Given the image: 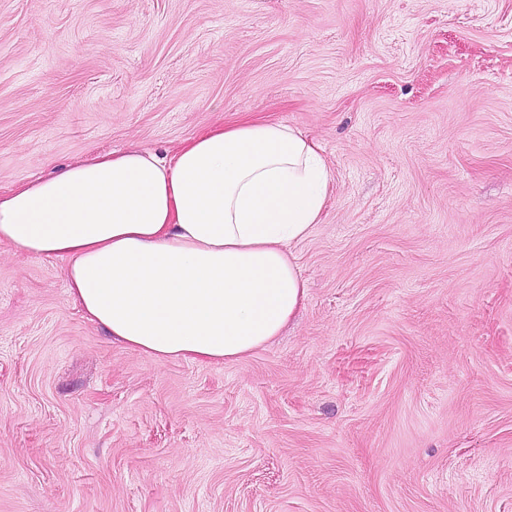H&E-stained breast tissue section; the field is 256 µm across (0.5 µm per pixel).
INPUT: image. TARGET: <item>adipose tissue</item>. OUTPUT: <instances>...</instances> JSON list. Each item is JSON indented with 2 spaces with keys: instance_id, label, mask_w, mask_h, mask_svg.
Listing matches in <instances>:
<instances>
[{
  "instance_id": "adipose-tissue-1",
  "label": "adipose tissue",
  "mask_w": 512,
  "mask_h": 512,
  "mask_svg": "<svg viewBox=\"0 0 512 512\" xmlns=\"http://www.w3.org/2000/svg\"><path fill=\"white\" fill-rule=\"evenodd\" d=\"M329 184L300 131L218 125L172 152H102L0 192V247L63 258L73 302L127 348L221 364L303 305L289 246L320 223Z\"/></svg>"
}]
</instances>
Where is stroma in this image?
I'll return each instance as SVG.
<instances>
[{"label":"stroma","mask_w":512,"mask_h":512,"mask_svg":"<svg viewBox=\"0 0 512 512\" xmlns=\"http://www.w3.org/2000/svg\"><path fill=\"white\" fill-rule=\"evenodd\" d=\"M330 171L306 300L221 364L0 252V512H512V0H0V190L247 118Z\"/></svg>","instance_id":"obj_1"}]
</instances>
